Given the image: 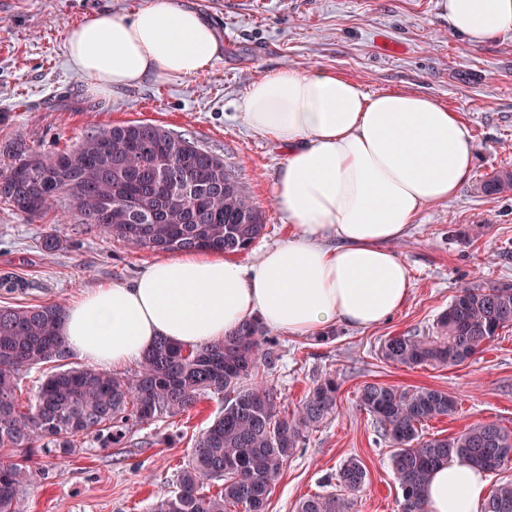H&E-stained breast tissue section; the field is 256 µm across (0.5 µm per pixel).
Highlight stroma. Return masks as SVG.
<instances>
[{
  "label": "stroma",
  "mask_w": 512,
  "mask_h": 512,
  "mask_svg": "<svg viewBox=\"0 0 512 512\" xmlns=\"http://www.w3.org/2000/svg\"><path fill=\"white\" fill-rule=\"evenodd\" d=\"M156 0H0V149L15 140L49 153L78 144L93 126L149 122L187 134L223 158L263 213L266 228L237 253L250 264L282 242L288 222L274 195L284 160L281 148L252 132L240 110L248 88L288 67L337 71L373 94L413 90L458 112L477 142L471 179L453 199L426 208L394 251L407 264L412 288L383 325L337 326L325 343L278 333L280 359L267 380L282 407L294 411L324 376L339 390L335 413L291 457L272 488L266 512H296L302 498L338 492L336 473L348 458L367 469L361 491L349 493L351 512H402V491L390 464L393 449L360 410L369 383L451 393L456 412L431 420L424 437L447 436L478 422L512 431V328L472 360L454 367L408 368L383 360L390 336L433 333L438 316L460 287L512 284V193L488 195L481 184L512 172V33L474 46L448 29L443 0H174L213 23L224 51L193 79H169L88 95L68 61V40L93 12L126 17ZM53 216L30 222L0 202V275L15 274L26 290H0V305L45 302L71 305L91 288L131 280L157 260L129 251L92 229L72 246L48 255L38 239ZM206 396L173 418L131 427L121 445L77 440L75 455L33 456L12 449L0 460L29 462L48 477L22 494V512H152L176 489L192 452V438L219 413Z\"/></svg>",
  "instance_id": "obj_1"
}]
</instances>
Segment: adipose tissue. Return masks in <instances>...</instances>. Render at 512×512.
Segmentation results:
<instances>
[{
	"label": "adipose tissue",
	"instance_id": "obj_1",
	"mask_svg": "<svg viewBox=\"0 0 512 512\" xmlns=\"http://www.w3.org/2000/svg\"><path fill=\"white\" fill-rule=\"evenodd\" d=\"M445 9L449 29L469 44L512 32V0H445ZM223 50L195 11L163 0L129 17L94 12L68 41L69 62L93 94L193 79ZM241 118L286 153L274 193L288 238L250 266L186 253L89 290L64 325L85 361L119 368L161 337L187 348L217 343L252 318L292 336L379 326L411 288L392 243L469 181L477 150L458 113L438 101L404 90L370 95L321 68L266 74L250 86ZM487 494L485 472L455 460L434 470L424 501L428 512H481Z\"/></svg>",
	"mask_w": 512,
	"mask_h": 512
}]
</instances>
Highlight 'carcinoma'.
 I'll list each match as a JSON object with an SVG mask.
<instances>
[{"instance_id":"cac0c4a2","label":"carcinoma","mask_w":512,"mask_h":512,"mask_svg":"<svg viewBox=\"0 0 512 512\" xmlns=\"http://www.w3.org/2000/svg\"><path fill=\"white\" fill-rule=\"evenodd\" d=\"M512 191V173L483 183L487 194ZM0 202L28 220L55 212L96 229L131 250L244 252L264 229L262 213L224 166V159L195 141L156 124L131 121L92 126L72 148L43 153L15 142L0 161ZM54 254L68 240L53 226L39 238ZM66 307L46 303L0 306V448H40L73 455L76 438L91 436L106 448L119 444L132 423L177 416L216 394L224 406L194 439L177 491L153 512H265L272 487L310 432L336 410L338 385L317 381L291 413L277 392L257 381L271 371L277 341L257 319L245 321L217 344L186 349L157 339L132 374L95 367H66L71 357L62 334ZM512 327V286L464 287L436 323L433 335L409 333L381 343V357L405 367H450L480 353ZM58 370L39 378L33 402L20 409L19 384L46 363ZM359 406L393 444L391 467L402 490L403 512H426L422 491L431 471L454 459L492 472L512 466V431L479 422L457 434L426 439L422 424L455 413L446 391L400 390L369 383ZM45 478L26 463L0 462V512H20V495ZM367 470L357 458L343 463L341 487L361 489ZM221 482L203 493L207 481ZM334 493L311 495L297 512H349ZM482 512H512V481L488 493Z\"/></svg>"}]
</instances>
